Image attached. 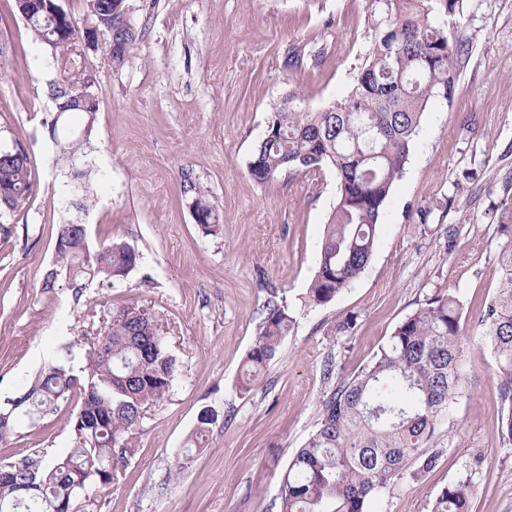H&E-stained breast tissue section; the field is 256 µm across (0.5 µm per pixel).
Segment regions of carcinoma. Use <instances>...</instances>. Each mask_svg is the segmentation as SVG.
<instances>
[{
	"label": "carcinoma",
	"mask_w": 512,
	"mask_h": 512,
	"mask_svg": "<svg viewBox=\"0 0 512 512\" xmlns=\"http://www.w3.org/2000/svg\"><path fill=\"white\" fill-rule=\"evenodd\" d=\"M92 25L119 43L107 54L121 65L136 43V30L121 25V0H86ZM462 0H382L383 19L373 24L372 47L356 82L343 99L317 112L284 106L272 113L248 163L249 175L266 183L280 174H336L338 196L319 243V261L308 288L315 305L352 287L367 268L386 202L404 170L430 99L453 98L459 49L448 29ZM50 44L39 16L27 28L63 65L80 47L82 31L66 10ZM66 113L98 111V102L59 90ZM0 185L8 193L3 211H14L32 195L30 158L22 147L0 148ZM201 226L220 231L218 215L205 199L193 201ZM504 243L498 254L500 287L474 326L465 327L463 308L450 290L426 296L395 327L386 344L352 378L323 401L316 430L293 456L281 486V512H364L367 499L407 476L417 463L428 471L438 452L430 443L448 407L464 393L472 349L468 337L489 329L496 363L497 395L505 415L501 435L512 440V205H502L498 224ZM57 263L77 282L126 278L138 254L126 242L109 241L90 250L84 225H59ZM293 322L288 308L266 306L246 371L254 378L273 361ZM178 373L158 323L144 308L128 307L94 338L79 368L49 363L26 392L0 413V441L20 416L41 418L57 411L69 395L80 396L66 456L45 461L38 451L0 461V512H54L83 494L112 482L111 463L131 452L144 410L162 399ZM215 415L205 410L192 445L201 447ZM474 487L448 485L433 512H470Z\"/></svg>",
	"instance_id": "cac0c4a2"
}]
</instances>
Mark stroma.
Instances as JSON below:
<instances>
[{
    "mask_svg": "<svg viewBox=\"0 0 512 512\" xmlns=\"http://www.w3.org/2000/svg\"><path fill=\"white\" fill-rule=\"evenodd\" d=\"M13 4L0 0V147H25L36 190L5 215L10 234L0 233V411L48 362L82 366L101 314L144 305L178 375L146 409L111 484L73 512H280L283 477L323 400L395 326L440 289L460 298L470 322L496 295L502 185L512 180V0H463L452 30L463 58L453 99L428 102L367 269L320 306L308 287L336 177L324 170L260 183L248 162L282 103L314 112L351 91L379 0H129L139 38L118 67L108 66L101 40L58 64ZM70 71L95 83L93 118L56 112L50 88ZM56 118L77 131L93 125L75 157L49 135ZM199 194L219 216L218 235L194 220ZM67 222L86 225L90 248L134 246L136 270L79 290L62 272L45 287ZM271 301L287 306L293 325L243 394L246 355ZM349 316L352 333H336ZM490 343L475 345L465 393L436 432V466L390 484L366 512H432L442 489L466 476L471 512H512V442L501 437ZM79 405L73 395L55 415L21 419L0 442V460L32 449L65 455ZM206 408L217 420L203 446L189 448Z\"/></svg>",
    "mask_w": 512,
    "mask_h": 512,
    "instance_id": "obj_1",
    "label": "stroma"
}]
</instances>
